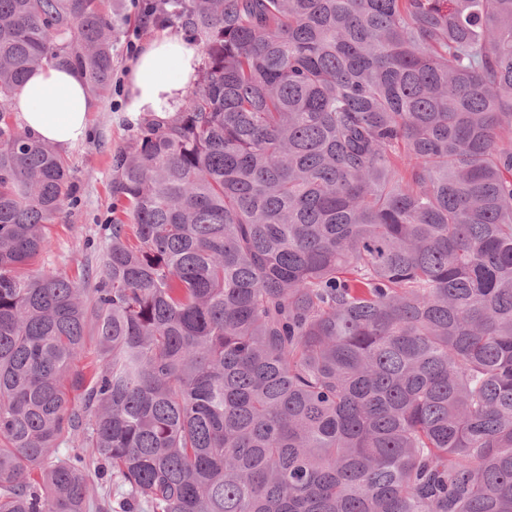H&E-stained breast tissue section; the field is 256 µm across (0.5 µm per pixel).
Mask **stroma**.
Returning a JSON list of instances; mask_svg holds the SVG:
<instances>
[{
  "instance_id": "stroma-1",
  "label": "stroma",
  "mask_w": 512,
  "mask_h": 512,
  "mask_svg": "<svg viewBox=\"0 0 512 512\" xmlns=\"http://www.w3.org/2000/svg\"><path fill=\"white\" fill-rule=\"evenodd\" d=\"M105 6L113 20L112 80L105 92L92 96L95 109L87 139L65 154L75 194L50 228L49 250L34 263L35 268L59 270L78 280L100 270L102 253L111 239L112 155L129 145L138 122L127 110L126 71L134 59L126 49L127 38L138 34L144 44L165 32L185 31L178 22L163 27L143 24L134 0H106Z\"/></svg>"
}]
</instances>
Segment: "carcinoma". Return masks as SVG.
<instances>
[{"label": "carcinoma", "instance_id": "carcinoma-1", "mask_svg": "<svg viewBox=\"0 0 512 512\" xmlns=\"http://www.w3.org/2000/svg\"><path fill=\"white\" fill-rule=\"evenodd\" d=\"M102 4L0 0V512H512V0H158L199 78L77 282L10 102L107 88Z\"/></svg>", "mask_w": 512, "mask_h": 512}]
</instances>
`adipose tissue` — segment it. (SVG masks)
Listing matches in <instances>:
<instances>
[{"label":"adipose tissue","instance_id":"1","mask_svg":"<svg viewBox=\"0 0 512 512\" xmlns=\"http://www.w3.org/2000/svg\"><path fill=\"white\" fill-rule=\"evenodd\" d=\"M199 57V46L181 34L146 43L128 72L129 111L176 112L196 80ZM11 109L20 126L68 151L85 141L93 103L81 72L44 66L16 90Z\"/></svg>","mask_w":512,"mask_h":512}]
</instances>
